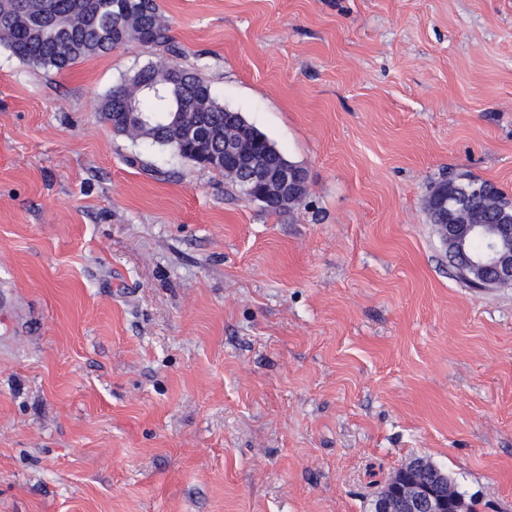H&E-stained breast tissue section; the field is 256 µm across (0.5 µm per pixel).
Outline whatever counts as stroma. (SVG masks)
<instances>
[{
	"mask_svg": "<svg viewBox=\"0 0 512 512\" xmlns=\"http://www.w3.org/2000/svg\"><path fill=\"white\" fill-rule=\"evenodd\" d=\"M157 2L306 195L116 135L152 46L0 44V512H372L416 458L512 512V287L425 209L456 175L512 198V0Z\"/></svg>",
	"mask_w": 512,
	"mask_h": 512,
	"instance_id": "1",
	"label": "stroma"
}]
</instances>
